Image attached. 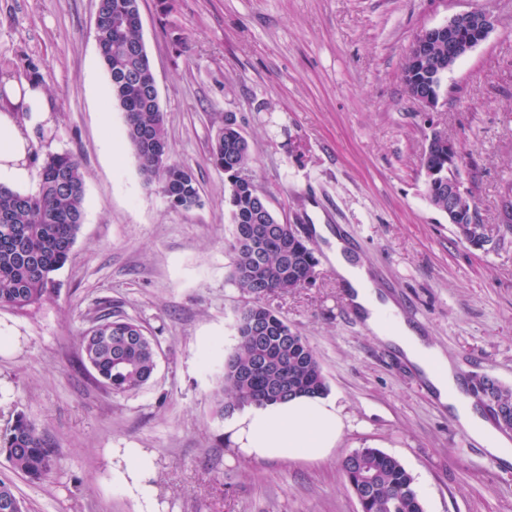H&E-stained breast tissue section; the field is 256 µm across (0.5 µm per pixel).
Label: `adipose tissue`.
I'll use <instances>...</instances> for the list:
<instances>
[{"instance_id":"adipose-tissue-1","label":"adipose tissue","mask_w":512,"mask_h":512,"mask_svg":"<svg viewBox=\"0 0 512 512\" xmlns=\"http://www.w3.org/2000/svg\"><path fill=\"white\" fill-rule=\"evenodd\" d=\"M9 99L23 101L25 122L0 114V184L12 188L29 179L26 159L30 153L28 119L51 109L42 86L6 84ZM333 262L348 289V299L373 332L397 348L428 381L439 401L448 405L469 435L490 452L512 463V449L494 426L477 410L472 399L463 397L454 369L441 350L404 320L388 322L384 313L393 302L370 285L366 265L358 262L335 242ZM345 428V417L335 398L296 397L267 405H249L235 411L224 422V434L233 450L251 460L317 462L336 448Z\"/></svg>"}]
</instances>
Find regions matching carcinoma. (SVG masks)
Listing matches in <instances>:
<instances>
[{"label": "carcinoma", "mask_w": 512, "mask_h": 512, "mask_svg": "<svg viewBox=\"0 0 512 512\" xmlns=\"http://www.w3.org/2000/svg\"><path fill=\"white\" fill-rule=\"evenodd\" d=\"M123 15H141L140 0H97L96 40L112 102L124 114L125 136L146 183L157 185L172 207L190 209L200 201L197 181L184 165L159 164L154 146H168L165 117L152 93L155 76L142 24L116 25ZM403 73L407 88L419 81L431 90H442V75L434 77L408 65ZM210 160L224 171L235 284L253 295L260 286L277 294L310 284L317 260L306 241L290 234L271 209L259 221L255 185L243 176L251 163L250 146L234 121L227 119L217 129ZM38 178L33 193L0 185V306L20 311L43 300L52 274L71 258L84 219L85 177L77 156L46 155ZM259 222L270 231L255 236L249 228ZM257 315L266 327L258 337L237 317V344L224 360L217 392L221 417L250 404L328 391L321 364L306 339L264 305L258 306ZM81 352L94 380L116 395L148 384L157 367L156 345L141 325L109 313L97 317L84 332ZM0 454L32 482L46 480L55 463L53 445L22 413L0 434ZM341 472L361 512H423L411 473L378 448H362L346 456ZM6 505L12 512H22L13 486L0 482V512Z\"/></svg>", "instance_id": "1"}]
</instances>
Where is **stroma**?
Instances as JSON below:
<instances>
[{
    "mask_svg": "<svg viewBox=\"0 0 512 512\" xmlns=\"http://www.w3.org/2000/svg\"><path fill=\"white\" fill-rule=\"evenodd\" d=\"M96 0H0V78L38 65L52 110L30 127L38 156L70 152L85 175L84 221L47 298L0 307V433L17 413L57 448L49 479L30 482L0 456L24 512H360L341 461L374 447L412 474L424 512H512V464L465 438L420 390L419 375L351 309L329 242L340 230L408 323L457 374L512 386V0H141L143 41L172 161L200 203L176 209L146 185L125 143L95 37ZM480 7L488 40L446 75L435 113L456 141L466 186L491 243L478 250L429 202V128L402 68L414 37ZM234 114L251 173L282 222L309 227L312 285L257 298L230 278L233 226L211 138ZM120 144L111 153L102 133ZM276 310L307 340L346 415L326 459L249 461L215 413L224 359L247 305ZM137 320L154 340L152 383L115 395L83 364L80 338L104 313ZM151 460L154 501L122 483L123 451Z\"/></svg>",
    "mask_w": 512,
    "mask_h": 512,
    "instance_id": "35a3bbf8",
    "label": "stroma"
}]
</instances>
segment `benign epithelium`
I'll list each match as a JSON object with an SVG mask.
<instances>
[{
    "mask_svg": "<svg viewBox=\"0 0 512 512\" xmlns=\"http://www.w3.org/2000/svg\"><path fill=\"white\" fill-rule=\"evenodd\" d=\"M498 20L483 8H477L452 16L448 22L421 31L413 40L408 57L412 65L424 67L433 62V44L448 41V68H453L477 46L485 42L494 31ZM410 96L426 111L436 112L442 106L438 95L421 88L414 89ZM448 148V185L441 190L448 195L445 214L450 224H474L477 221L475 202L468 193L462 176L461 151L457 143L448 138L437 126L430 125L427 148Z\"/></svg>",
    "mask_w": 512,
    "mask_h": 512,
    "instance_id": "benign-epithelium-1",
    "label": "benign epithelium"
}]
</instances>
